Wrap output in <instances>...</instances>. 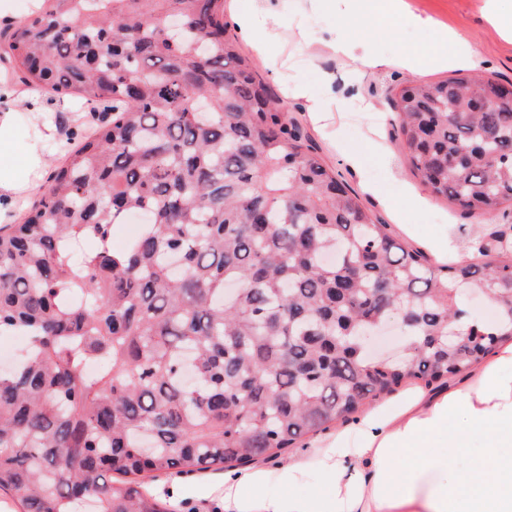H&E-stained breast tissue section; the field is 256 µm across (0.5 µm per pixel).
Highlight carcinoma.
Returning a JSON list of instances; mask_svg holds the SVG:
<instances>
[{
    "instance_id": "obj_1",
    "label": "carcinoma",
    "mask_w": 512,
    "mask_h": 512,
    "mask_svg": "<svg viewBox=\"0 0 512 512\" xmlns=\"http://www.w3.org/2000/svg\"><path fill=\"white\" fill-rule=\"evenodd\" d=\"M0 61L109 114L0 225V335L29 338L0 370V491L22 512H170L144 478L278 457L512 341V240L437 269L397 242L258 78L224 0H43L0 29ZM392 105L431 195L512 206V85L416 81ZM393 315L401 354L370 357L359 336Z\"/></svg>"
}]
</instances>
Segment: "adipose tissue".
I'll list each match as a JSON object with an SVG mask.
<instances>
[{
	"label": "adipose tissue",
	"mask_w": 512,
	"mask_h": 512,
	"mask_svg": "<svg viewBox=\"0 0 512 512\" xmlns=\"http://www.w3.org/2000/svg\"><path fill=\"white\" fill-rule=\"evenodd\" d=\"M335 13L342 29L327 46L347 60L352 85L366 72L396 68L418 78L432 69L473 64L466 38L432 19L409 15L404 0H310ZM405 20L421 30V48L385 56L373 39L347 36L363 21L378 31ZM17 111L0 105V199L6 204L40 189L43 158L16 156ZM320 485L300 491L307 473ZM278 495L265 491L269 481ZM196 496L219 512H512V346L478 368L469 384L438 394L411 392L366 412L353 430L288 459L276 473L254 466L224 477V495L208 486Z\"/></svg>",
	"instance_id": "ef3b65f1"
}]
</instances>
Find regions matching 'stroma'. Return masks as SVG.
Here are the masks:
<instances>
[{
    "label": "stroma",
    "mask_w": 512,
    "mask_h": 512,
    "mask_svg": "<svg viewBox=\"0 0 512 512\" xmlns=\"http://www.w3.org/2000/svg\"><path fill=\"white\" fill-rule=\"evenodd\" d=\"M411 14L428 17L439 25L463 33L474 64L470 74H478L499 82H512V42L504 41L486 21L484 14L488 0H405ZM279 21L270 26V40L277 54L278 71H271L259 60L248 42H241L244 55L252 58L260 78L271 94L287 108L288 116L301 128L317 153L339 179L354 190L371 213L374 221L387 225L390 234L405 247L425 252L429 264L439 266V258L427 250V237H447L456 233L459 244H466L475 236L486 233L490 225L512 230V208L506 214L488 220L479 212H467L456 204L438 197H429L425 209L411 213L410 223L420 225V236L407 235L395 223L389 202H401L407 188H420L421 181L413 173L408 154L398 139L394 126L391 99L410 77L405 72L388 69L366 75L361 83L362 95L374 103L371 112L360 111L351 100V90L342 79L344 62L328 50L324 41L335 31L334 14L310 8L308 0H277ZM331 75V85H324V75ZM306 83L312 92L322 95L333 92L342 101V111L330 112L326 120L314 121L305 102L294 97L292 83ZM28 93L15 92L14 100L20 107L15 131V152L39 153L47 167H54L71 147L73 139L89 129L93 118L85 108L67 99L55 97L49 109L41 112L37 123H30L25 110ZM45 129V136H37V129ZM364 155L363 170L351 168L344 152ZM173 475H162L151 483L153 493L170 504L174 512H204L197 502L195 489L203 484L220 490L224 487V473L209 470L182 477L185 494L170 495L168 488Z\"/></svg>",
    "instance_id": "stroma-1"
}]
</instances>
